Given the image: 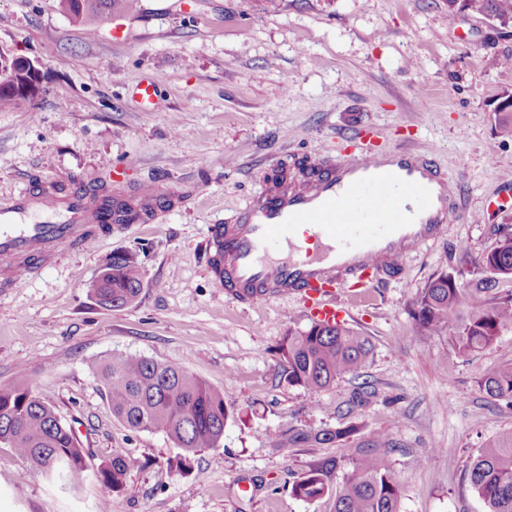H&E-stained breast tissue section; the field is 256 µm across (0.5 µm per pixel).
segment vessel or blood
Returning <instances> with one entry per match:
<instances>
[{"label": "vessel or blood", "instance_id": "1", "mask_svg": "<svg viewBox=\"0 0 512 512\" xmlns=\"http://www.w3.org/2000/svg\"><path fill=\"white\" fill-rule=\"evenodd\" d=\"M452 183L431 161L398 149L375 153L363 144L351 163L326 165L311 181L262 188L233 223L208 228L205 252L214 287L242 304L301 297L316 322H335L336 291L354 280L372 287V271L399 264L413 247L439 236L448 222ZM125 203L90 186L65 189L56 178L0 196V263L13 283L59 260L72 245L100 242L92 225L107 224ZM310 226L306 247L296 230Z\"/></svg>", "mask_w": 512, "mask_h": 512}]
</instances>
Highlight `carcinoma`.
I'll return each instance as SVG.
<instances>
[{"mask_svg":"<svg viewBox=\"0 0 512 512\" xmlns=\"http://www.w3.org/2000/svg\"><path fill=\"white\" fill-rule=\"evenodd\" d=\"M137 7V0H59L71 20L87 24L112 16L118 3ZM448 18L463 11L504 30L512 29V0H447ZM31 101L20 90H0V108L18 109ZM500 136L512 138V109L495 112ZM478 266L494 275H512V232L505 231L496 246L482 254ZM140 269L125 255L112 256L106 271L92 286L98 301L123 308L135 301L141 288ZM414 316L426 336L443 332L461 353L488 348L504 330H512V297L501 298L482 288L466 295L456 278L442 272L421 290L414 301ZM372 352L369 339L340 324L314 323L301 332H288L277 355L282 376L290 384L320 390L345 376H358ZM112 415L131 431H163L183 454L175 468L191 470L198 453L217 448L224 437L230 412L224 393L191 374L186 365L164 363L141 355L113 353L96 367ZM486 393L512 402V364L486 373ZM345 430L289 428L274 436V445L333 441ZM5 441L27 458L49 481L84 471V449L71 427L57 417L32 387L0 389V442ZM390 441L375 436L371 448H359L336 492L334 512H400V490L388 460ZM129 464L117 454L90 472L99 492L110 498L125 489ZM469 481L488 505L487 512H512V433L481 449L470 462ZM326 486L317 471L292 486V493L314 501Z\"/></svg>","mask_w":512,"mask_h":512,"instance_id":"carcinoma-1","label":"carcinoma"}]
</instances>
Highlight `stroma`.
Masks as SVG:
<instances>
[{
    "mask_svg": "<svg viewBox=\"0 0 512 512\" xmlns=\"http://www.w3.org/2000/svg\"><path fill=\"white\" fill-rule=\"evenodd\" d=\"M0 54L41 71L26 107L0 109V192L60 175L73 186L118 180L129 196L154 183L169 201L155 220L113 225L92 251L20 284L0 269V388L31 385L74 427L89 468L117 452L130 462L105 508L85 474L47 481L2 442L0 512H334L354 449L377 432L393 442L400 512H487L467 468L512 432V406L481 387L512 363V330L464 355L447 335L421 334L412 302L446 271L464 292L512 295V276L474 266L512 227V139L495 121L512 92V36L476 17L449 20L445 0H139L94 24L73 22L59 0H0ZM149 75L160 79L151 103L132 93ZM362 131L383 150L432 158L467 218L376 288L338 295L344 325L373 354L361 378L314 392L288 383L275 353L288 331L311 325L300 298H228L201 244L209 225L314 151L354 159ZM116 254L142 273L136 301L120 309L91 291ZM115 352L187 364L223 392L233 416L190 473L176 471L166 433L113 417L93 366ZM289 427L344 435L274 447ZM313 469L327 494L293 495Z\"/></svg>",
    "mask_w": 512,
    "mask_h": 512,
    "instance_id": "35a3bbf8",
    "label": "stroma"
}]
</instances>
